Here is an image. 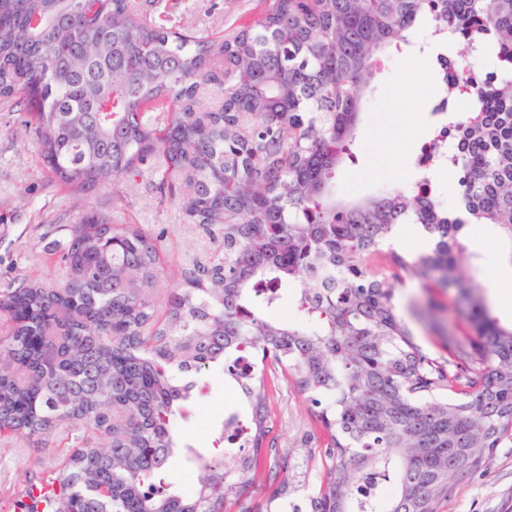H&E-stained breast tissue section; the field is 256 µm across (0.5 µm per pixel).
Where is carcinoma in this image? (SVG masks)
I'll list each match as a JSON object with an SVG mask.
<instances>
[{
	"label": "carcinoma",
	"mask_w": 512,
	"mask_h": 512,
	"mask_svg": "<svg viewBox=\"0 0 512 512\" xmlns=\"http://www.w3.org/2000/svg\"><path fill=\"white\" fill-rule=\"evenodd\" d=\"M260 2L206 34L166 27L167 0H0V103L19 108L47 184L78 201L140 181L212 244L167 288L168 228L75 210L45 248L63 284L20 274L0 288V438L73 431L77 444L20 491L21 512H301L288 451L265 447V372L239 373L241 346L318 409L328 444L309 512H438L450 477L485 474L512 442V326L479 265L459 264L472 224L512 241V77L461 78L480 107L452 128L460 210L410 190L343 203L331 188L380 57L434 24L469 31L457 55L487 39L512 62V0ZM407 224L425 249L395 247ZM402 274L455 294L470 333L448 329V356L418 344L433 322L402 313ZM286 295L296 322L276 316ZM206 367L248 410L230 471L225 449L208 459L176 429ZM268 453L276 488L256 502L245 492ZM176 456L203 470L191 496L169 479ZM374 479L392 492H368Z\"/></svg>",
	"instance_id": "carcinoma-1"
}]
</instances>
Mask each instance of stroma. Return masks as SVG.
<instances>
[{
    "label": "stroma",
    "mask_w": 512,
    "mask_h": 512,
    "mask_svg": "<svg viewBox=\"0 0 512 512\" xmlns=\"http://www.w3.org/2000/svg\"><path fill=\"white\" fill-rule=\"evenodd\" d=\"M170 26L200 31L222 29L253 17L258 0H168ZM377 91L362 115L355 146V160L336 173V193L362 198L381 189L403 185L406 159L427 132L420 104L433 91L428 68L395 56L384 59L376 78ZM40 164L28 129L15 109L0 105V285L15 275L30 273L52 282H62L66 271L43 251L42 233L70 205L54 188L41 184ZM85 207L104 214L114 224H141L154 228L166 224L175 231L169 262L182 264L204 257L209 242L178 214L161 203L147 188L115 184L113 190H96L84 197ZM469 251L482 256L480 277L487 286L493 312L500 322H512V266L505 256L512 243L500 237L490 224L470 227ZM268 407L272 435L277 447L292 449L308 458V480L319 484L322 461L308 449L325 447L314 409L293 386L287 385L281 369L267 367ZM234 395L221 370L199 375L195 400L180 428L185 440L202 451H210L212 439L207 424ZM55 442L26 443L0 440V512H18L17 494L32 477L49 471L58 461ZM453 493L439 512H512V447L498 450L482 477L453 479Z\"/></svg>",
    "instance_id": "35a3bbf8"
}]
</instances>
